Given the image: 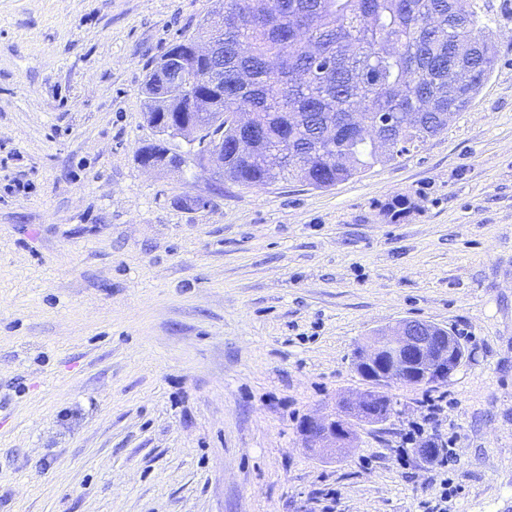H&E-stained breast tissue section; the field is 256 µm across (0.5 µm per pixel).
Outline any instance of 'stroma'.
<instances>
[{
  "instance_id": "1",
  "label": "stroma",
  "mask_w": 512,
  "mask_h": 512,
  "mask_svg": "<svg viewBox=\"0 0 512 512\" xmlns=\"http://www.w3.org/2000/svg\"><path fill=\"white\" fill-rule=\"evenodd\" d=\"M476 3L497 61L447 130L246 189L137 158L144 76L214 0H0V512H417L444 481L448 512H512V0ZM402 319L468 359L311 453L302 422L367 389L353 355ZM428 394L448 471L395 451Z\"/></svg>"
}]
</instances>
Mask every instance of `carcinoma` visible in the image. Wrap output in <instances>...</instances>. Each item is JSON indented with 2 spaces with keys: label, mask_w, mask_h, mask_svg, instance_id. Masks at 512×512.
I'll return each mask as SVG.
<instances>
[{
  "label": "carcinoma",
  "mask_w": 512,
  "mask_h": 512,
  "mask_svg": "<svg viewBox=\"0 0 512 512\" xmlns=\"http://www.w3.org/2000/svg\"><path fill=\"white\" fill-rule=\"evenodd\" d=\"M459 2L216 0L174 45L187 55L195 40L224 29V74L195 87L208 95V109L199 113L169 91L161 59L142 87L146 122L187 113L198 128L186 150L191 160L208 139L224 137V179L243 187H332L420 149L480 92L496 63L494 41L477 10L456 18ZM236 112L252 113L253 132L234 123ZM177 131L149 145L154 164L184 162L168 155ZM338 406V450L353 441L354 422H384L395 411L387 388Z\"/></svg>",
  "instance_id": "cac0c4a2"
}]
</instances>
